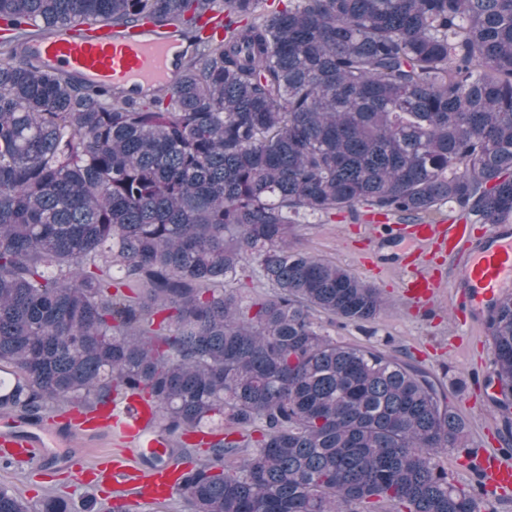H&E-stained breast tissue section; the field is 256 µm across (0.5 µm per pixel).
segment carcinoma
Returning <instances> with one entry per match:
<instances>
[{"instance_id": "obj_1", "label": "carcinoma", "mask_w": 512, "mask_h": 512, "mask_svg": "<svg viewBox=\"0 0 512 512\" xmlns=\"http://www.w3.org/2000/svg\"><path fill=\"white\" fill-rule=\"evenodd\" d=\"M0 0V410L35 420L139 395L184 456L190 512H482L448 481L465 424L422 368L314 318L381 293L300 252L303 213L512 223V0ZM149 20L184 44L138 100L39 67L78 22ZM249 267L268 288L244 308ZM494 401L512 414V296L490 308ZM233 432L200 436L214 419ZM237 437H232V434ZM244 448L252 452L228 464ZM0 512L35 506L0 486Z\"/></svg>"}]
</instances>
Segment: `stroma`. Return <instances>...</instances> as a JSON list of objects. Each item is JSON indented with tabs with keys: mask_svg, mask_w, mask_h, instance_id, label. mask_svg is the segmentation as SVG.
<instances>
[{
	"mask_svg": "<svg viewBox=\"0 0 512 512\" xmlns=\"http://www.w3.org/2000/svg\"><path fill=\"white\" fill-rule=\"evenodd\" d=\"M409 223H385L365 216L353 223L329 221L316 215L291 225L290 243L329 260L368 284L388 301L375 319L352 323L326 322V329L346 343L369 347L428 370L440 383L449 402L464 418L468 447L501 454L512 435L506 434L493 402L495 389L485 378L493 371V354L484 321L468 320L467 310L453 297L447 283L455 278L458 250L426 251L420 261L443 284L431 304L410 299L403 285L402 266L411 256L405 247L413 237ZM0 485L28 502L54 493L73 502L95 496L108 505L114 494L99 484L74 479L56 459L41 467H0Z\"/></svg>",
	"mask_w": 512,
	"mask_h": 512,
	"instance_id": "1",
	"label": "stroma"
}]
</instances>
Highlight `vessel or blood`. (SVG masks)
I'll return each mask as SVG.
<instances>
[{
    "instance_id": "1",
    "label": "vessel or blood",
    "mask_w": 512,
    "mask_h": 512,
    "mask_svg": "<svg viewBox=\"0 0 512 512\" xmlns=\"http://www.w3.org/2000/svg\"><path fill=\"white\" fill-rule=\"evenodd\" d=\"M32 48L47 70L80 75L93 86H118L137 98L167 83L177 71L182 52L177 37L149 23L126 31L102 24L47 30L33 41ZM431 244L441 249L451 244L464 246L466 256L452 290L470 313L487 311L512 289V226H494L474 246L464 221L421 223L416 225L410 244L414 262L406 267L407 286L414 299L429 300L440 286L439 279L419 262L424 247ZM153 423L149 408L137 397L126 395L114 397L94 412L71 411L63 425L5 417L0 419V455L38 465L48 443L101 429L115 432L131 448H146L158 454L164 443L155 434ZM106 470L113 486L137 501L152 493L167 498L178 489L174 469L161 468L145 475L128 456L111 461ZM484 476L490 487L512 489V461L485 454Z\"/></svg>"
}]
</instances>
